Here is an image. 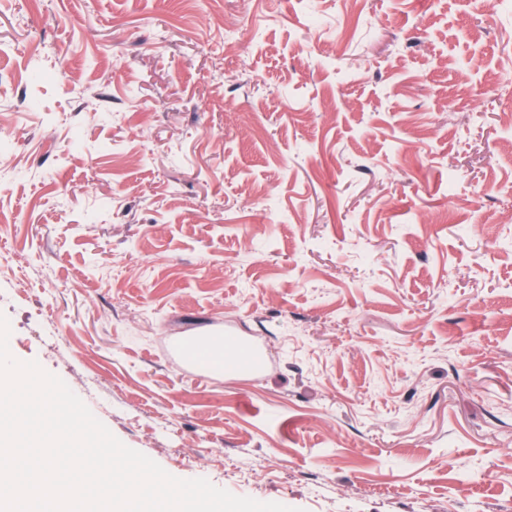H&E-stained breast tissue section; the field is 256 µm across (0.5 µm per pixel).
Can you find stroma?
<instances>
[{"mask_svg":"<svg viewBox=\"0 0 512 512\" xmlns=\"http://www.w3.org/2000/svg\"><path fill=\"white\" fill-rule=\"evenodd\" d=\"M509 69L512 0H0L11 354L177 478L512 512ZM246 349L241 347L237 341L222 338H212L193 343L189 350L190 356L200 358L204 362L218 370H224V364L228 357L245 360Z\"/></svg>","mask_w":512,"mask_h":512,"instance_id":"obj_1","label":"stroma"}]
</instances>
